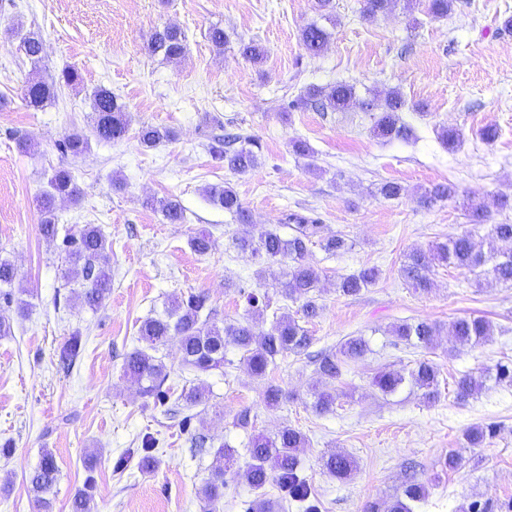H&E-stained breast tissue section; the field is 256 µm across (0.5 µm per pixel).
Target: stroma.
Wrapping results in <instances>:
<instances>
[{
    "instance_id": "obj_1",
    "label": "stroma",
    "mask_w": 512,
    "mask_h": 512,
    "mask_svg": "<svg viewBox=\"0 0 512 512\" xmlns=\"http://www.w3.org/2000/svg\"><path fill=\"white\" fill-rule=\"evenodd\" d=\"M363 5L332 0L329 41L313 57L300 34L319 18L316 0H0V257L13 263L16 288L31 293L22 311L0 299V315L12 325L11 335L0 337V447L11 448L10 457H0V512H39L26 478L47 451L58 469L52 512H71L76 490L88 481L98 512H208L200 489L214 449L225 444L239 457L224 476L217 512H245L260 495L279 503L278 512H306L277 483L257 491L243 476L251 439L287 425L307 437L300 475L312 490L313 512H387L410 481L427 487L417 512L512 499V385L490 380L464 401L454 394L460 375L512 361V285L480 286L466 269L438 266L431 291L417 293L400 275L412 248L467 230L481 237L489 224L512 223V209L473 225L461 202L431 210L417 203L422 189L443 182L488 201L512 196V27L503 26L512 18V0H454L442 18L428 15L426 0H394L374 19L363 16ZM17 21L44 42L39 66L5 32ZM168 24L186 35L178 62L146 50L151 32ZM214 27L229 36L220 51L208 39ZM249 39L265 45L263 63L241 55L239 43ZM69 67L81 74L79 86L63 88L40 110L22 104L18 92L28 78ZM339 81L356 88L358 101L348 111L301 104L306 87ZM100 86L131 117L121 141L91 136L90 95ZM394 88L410 107L403 118L416 139L387 142L370 131L360 100ZM145 124L170 130L171 139L143 146L138 131ZM488 125L497 128V139H482ZM230 126L260 144L259 164L248 173H231L208 151L211 136ZM444 127L462 131L461 145L441 142ZM72 131L90 136L84 155L61 153ZM24 137L34 140L33 151L19 147ZM297 138L308 142L313 159L293 153ZM58 167L76 173L81 191L77 203H58L61 230L94 224L110 245L112 293L95 311L66 287L60 241L38 231L37 199ZM385 180L401 183L406 195L376 196ZM222 182L234 186L250 223L207 200L205 187ZM153 195L180 201L184 223L146 208L144 199ZM292 213L318 219L325 233L344 236L350 247L333 256L310 248L307 259L322 273V311L305 324L313 338L309 353H289L271 375L285 394L279 408L264 405L231 344L223 369L199 376L169 344L160 351L169 372L167 401L142 396L124 376V358L139 345L140 323L172 297L203 291L219 318L244 319L248 307L236 289L244 282L270 299L269 310L249 317L257 327L269 328L274 309L296 313L298 303L274 286L280 265L258 280V258L231 245L257 225L292 235ZM197 229L212 235L207 254L188 243ZM365 265L378 267L377 284L357 296L339 295L337 276ZM470 314L490 320L494 334L479 345L457 343L446 332L438 337L439 402L428 404L408 384L390 395L373 386L377 371L409 374L423 355L392 336L393 325H445ZM76 329L83 349L65 373L57 367L59 349ZM351 336L364 337L369 352L328 382L339 400L333 413L318 414L310 392L320 375L309 355L337 350ZM194 385L205 387L209 401L188 409L180 395ZM245 408L251 424L243 429L234 418ZM488 423L498 425L497 436L485 447H467L465 428ZM195 433L209 437L211 452H192ZM332 451L355 459L348 479L323 468L322 456ZM451 451L459 461L446 471L441 462ZM147 454L158 461L150 471L141 467Z\"/></svg>"
}]
</instances>
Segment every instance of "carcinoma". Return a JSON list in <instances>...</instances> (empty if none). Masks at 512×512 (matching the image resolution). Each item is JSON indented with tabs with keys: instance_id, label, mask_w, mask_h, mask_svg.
Returning a JSON list of instances; mask_svg holds the SVG:
<instances>
[{
	"instance_id": "1",
	"label": "carcinoma",
	"mask_w": 512,
	"mask_h": 512,
	"mask_svg": "<svg viewBox=\"0 0 512 512\" xmlns=\"http://www.w3.org/2000/svg\"><path fill=\"white\" fill-rule=\"evenodd\" d=\"M392 0H366L363 16L373 19L390 9ZM329 39L327 30L316 24L307 25L301 32V41L305 49L316 55L322 51ZM148 52L162 55L164 59L177 62L186 51L185 34L175 26H165L152 32L147 40ZM25 56L36 65L43 53V41L40 35L31 32L22 42ZM241 54L254 63L266 58L263 46L251 40L240 44ZM80 74L75 69L62 72L57 80L51 82L40 77L28 80L19 91L22 103L34 110L41 109L55 101L58 88L79 84ZM356 99L353 85L338 82L326 87L311 86L307 88L304 102L310 103L322 112H336L348 107ZM377 95L362 101V107L371 113L372 132L374 136L391 140H405L411 136V128L403 122L401 112L407 102L398 90L389 91L380 105ZM379 112H374L375 108ZM93 132L95 137L104 141H119L129 131L130 118L125 106L118 103L117 97L104 87L97 88L91 95ZM140 141L147 147L171 137L166 129L143 126L139 132ZM254 139L238 132L226 131L222 136L213 138L209 152L224 161V167L235 174H245L258 165V154L253 150ZM90 148L88 137L72 132L64 136L60 149L64 154L74 157L86 153ZM209 201L232 214L237 221L246 224L250 215L236 190L228 183L211 184L204 189ZM377 193L385 199H398L406 194V189L395 181H385L377 187ZM455 185L435 184L423 189L417 201L426 209L442 206L458 197ZM79 197V187L72 171L68 168L55 170L50 179V191L39 200L41 235L49 240L59 235L56 200L67 198L73 202ZM145 206L162 213L171 224L184 223V208L180 202L171 197H150ZM467 216L473 224H483L491 216L490 206L470 196L466 197ZM289 220L295 223V233L284 238L277 232L260 226L246 237L232 238L234 248L249 251L262 261L256 271L258 279L265 278L266 265L279 263L283 265L278 284L286 298L301 302L299 311L302 318L311 320L322 309L317 302V293L321 274L317 268L307 262L309 244L318 241L321 249L334 255L349 248L346 238L341 235H321L323 225L316 220L292 214ZM497 242H512V224H492L487 235L475 237L470 232H463L436 241L428 248H415L405 256L400 274L406 284L419 293L433 288V269L439 265H454L465 268L483 276L490 283L512 284V253L500 252ZM62 260L67 267V275L79 281V289L74 291L75 299L83 307L91 310L100 308L112 293V274L109 266L108 243L98 226L85 224L72 234H66L62 240ZM379 278L376 267H364L359 271L337 277L336 290L344 296H356L366 288L374 286ZM15 281L14 265L7 259L0 258V298L12 301ZM213 309L209 305V296L204 292H192L184 297L172 299L162 314L148 317L138 328V340L143 347L136 348L126 356L125 375L139 385L142 395L158 400L165 398L162 387L168 378L167 366L157 356L160 347L171 341L178 344L184 367L196 373L206 374L224 367V348L232 343L242 352L241 363L245 366L252 380L261 390L262 401L268 408L278 407L284 398L280 386L269 378L271 368L277 366V360L288 353H299L312 344V336L300 324V319L291 314L273 315V322L266 330L255 331L247 322L226 321L218 325L212 318ZM442 326L436 322L404 321L395 325L392 333L400 341L416 348L431 347L437 336L441 335ZM450 334L461 343L478 344L493 333L491 324L482 317H458L449 324ZM81 351V333L76 330L62 347L58 365L70 371ZM367 344L360 336L346 339L332 353L315 356L318 372L325 380L334 381L342 376L343 369L351 361L364 357ZM493 379L497 382L512 383V363H497L484 371L483 379L477 380L470 375H463L455 381V394L459 400L474 395L483 385V380ZM410 381L422 391L426 399L434 402L439 397V368L429 359H419L409 373L404 376L399 372L381 371L373 385L383 393L396 391L405 381ZM312 408L319 414L334 411L336 395L313 388L311 391ZM181 399L188 408L206 403L208 395L201 386H194L181 394ZM495 434V426L475 425L464 432L466 443L471 448L483 447ZM306 444V436L288 426L282 427L272 436H261L251 441L248 453L251 462L244 473L247 482L254 488H261L275 481L287 488L293 500L305 502L310 497V488L300 477V459L298 449ZM235 461V450L220 448L216 452V464L211 477L201 488V495L211 512H216V504L224 495V474ZM324 469L337 477H347L355 469V460L345 454L331 452L322 458ZM57 469L53 456L45 452L40 465L29 475L28 482L36 501L41 508L51 507L47 498L56 483ZM424 485L415 481L405 489L406 500H395L389 512H413L414 504L424 500ZM94 496L87 488L77 491L72 502L73 512H96Z\"/></svg>"
}]
</instances>
